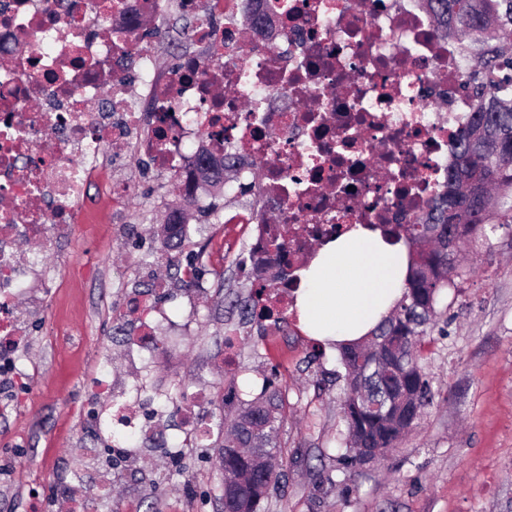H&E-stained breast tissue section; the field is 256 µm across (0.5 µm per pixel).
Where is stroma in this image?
<instances>
[{"label":"stroma","mask_w":512,"mask_h":512,"mask_svg":"<svg viewBox=\"0 0 512 512\" xmlns=\"http://www.w3.org/2000/svg\"><path fill=\"white\" fill-rule=\"evenodd\" d=\"M123 174L137 185L129 208L139 219L128 237L115 238L100 201L92 223L28 241V252L45 253L58 276L35 277L19 295L28 344L15 354L11 384L0 388V512H30L35 500L42 512H57L75 485L86 491L83 512H224L216 437H183L177 409L183 394L210 391L201 412L219 424L227 387L247 402L266 376L285 399L278 443L288 465L262 512H512V229L463 251L472 272L449 294L423 361L432 405L396 451L346 478L335 470L345 431L337 350L316 348L294 321L265 334L228 307L251 290L234 262L245 227L227 221L239 205L235 180L198 193L185 247L208 255L209 273L194 288L155 257L179 201L174 174L140 158ZM138 295L184 326L175 359L148 370L131 359ZM228 334L237 340L234 367L224 359ZM104 372L139 389L150 434L182 444L180 454L106 429L85 450ZM322 470L333 483H318Z\"/></svg>","instance_id":"stroma-1"}]
</instances>
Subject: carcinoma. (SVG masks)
<instances>
[{"label":"carcinoma","instance_id":"cac0c4a2","mask_svg":"<svg viewBox=\"0 0 512 512\" xmlns=\"http://www.w3.org/2000/svg\"><path fill=\"white\" fill-rule=\"evenodd\" d=\"M422 2L439 31L467 35L477 47L479 63L463 75L475 110L457 133L445 202L399 225L408 251L403 297L372 330L370 342L338 347L346 431L345 452L337 460L345 469L387 456L433 404L422 361L440 305L469 275L461 248L512 223V51H503L512 45V0ZM233 170L199 151L197 179L213 184ZM270 270L238 300L244 318H253L264 292L283 279ZM271 387L265 378L261 396L246 405L235 404L234 385L224 398V512H258L278 484L284 400Z\"/></svg>","mask_w":512,"mask_h":512}]
</instances>
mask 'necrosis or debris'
<instances>
[{
	"label": "necrosis or debris",
	"mask_w": 512,
	"mask_h": 512,
	"mask_svg": "<svg viewBox=\"0 0 512 512\" xmlns=\"http://www.w3.org/2000/svg\"><path fill=\"white\" fill-rule=\"evenodd\" d=\"M146 14L188 19L198 54L158 75L132 33ZM436 27L421 0H0V56L15 60L0 71V335H20L13 299L47 264L17 240L88 223L97 197L125 213L129 157L192 180L189 140L242 164L246 275L285 234V282L256 318L292 317L317 246L409 223L445 190L471 99L467 51Z\"/></svg>",
	"instance_id": "1"
}]
</instances>
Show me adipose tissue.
Masks as SVG:
<instances>
[{
  "label": "adipose tissue",
  "mask_w": 512,
  "mask_h": 512,
  "mask_svg": "<svg viewBox=\"0 0 512 512\" xmlns=\"http://www.w3.org/2000/svg\"><path fill=\"white\" fill-rule=\"evenodd\" d=\"M407 251L357 227L329 243L301 273L299 319L317 340H360L404 292Z\"/></svg>",
  "instance_id": "obj_1"
}]
</instances>
